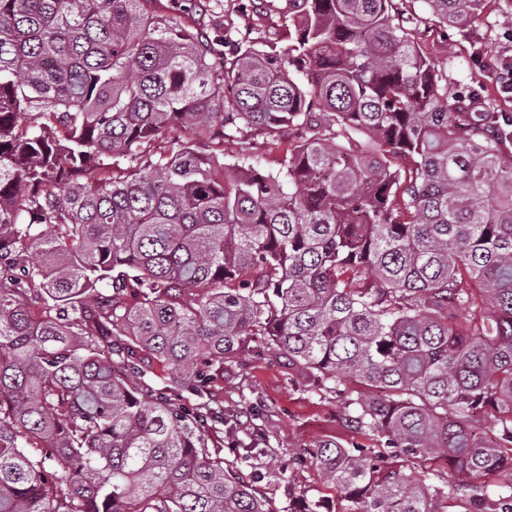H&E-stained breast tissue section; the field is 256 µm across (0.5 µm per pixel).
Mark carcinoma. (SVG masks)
<instances>
[{
    "mask_svg": "<svg viewBox=\"0 0 512 512\" xmlns=\"http://www.w3.org/2000/svg\"><path fill=\"white\" fill-rule=\"evenodd\" d=\"M153 2L0 0V512H277L208 442L242 424L211 386L254 337L378 438L283 466L346 512H448L459 484L407 465L430 457L464 512H512V118L396 0H286L281 48ZM425 2L464 30L490 0ZM286 127L278 171L214 176L225 138ZM183 128L216 149L146 152ZM261 410L242 462L281 460Z\"/></svg>",
    "mask_w": 512,
    "mask_h": 512,
    "instance_id": "obj_1",
    "label": "carcinoma"
}]
</instances>
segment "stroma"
Here are the masks:
<instances>
[{"instance_id": "obj_1", "label": "stroma", "mask_w": 512, "mask_h": 512, "mask_svg": "<svg viewBox=\"0 0 512 512\" xmlns=\"http://www.w3.org/2000/svg\"><path fill=\"white\" fill-rule=\"evenodd\" d=\"M502 6V0H491L482 16L461 32H445L431 22L421 25L417 34L420 46L434 61L447 65L450 82L484 95H497L492 71L499 65L505 47L512 44L507 40L512 26L505 24ZM287 146V132H280L274 142L251 132L225 141L224 160L234 163L246 159L276 170ZM214 393L225 411L234 414L243 413L251 403L261 402L265 411L260 423L268 441L285 455L322 439L343 444L357 439L344 421L341 398L332 393L308 391L297 369L260 338L247 342L233 361L225 365L224 376L216 381ZM225 460L228 467L237 469L244 481L270 500L277 512H283L287 505L284 490L288 487L315 496L330 495L336 512L344 506L339 494H328L313 466L283 472L265 457L239 463L227 454Z\"/></svg>"}]
</instances>
